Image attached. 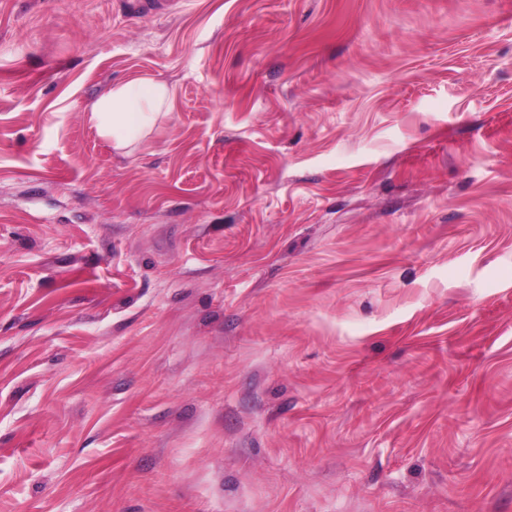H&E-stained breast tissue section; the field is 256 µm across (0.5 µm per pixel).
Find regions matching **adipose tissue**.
<instances>
[{"instance_id":"1","label":"adipose tissue","mask_w":512,"mask_h":512,"mask_svg":"<svg viewBox=\"0 0 512 512\" xmlns=\"http://www.w3.org/2000/svg\"><path fill=\"white\" fill-rule=\"evenodd\" d=\"M175 91L155 80H131L112 86L90 106V119L111 136L114 148L126 150L171 114Z\"/></svg>"}]
</instances>
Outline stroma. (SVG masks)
Segmentation results:
<instances>
[{
    "mask_svg": "<svg viewBox=\"0 0 512 512\" xmlns=\"http://www.w3.org/2000/svg\"><path fill=\"white\" fill-rule=\"evenodd\" d=\"M0 512H512V0H0ZM175 91L155 80H131L114 85L90 106V119L116 149L127 150L171 114Z\"/></svg>",
    "mask_w": 512,
    "mask_h": 512,
    "instance_id": "35a3bbf8",
    "label": "stroma"
}]
</instances>
